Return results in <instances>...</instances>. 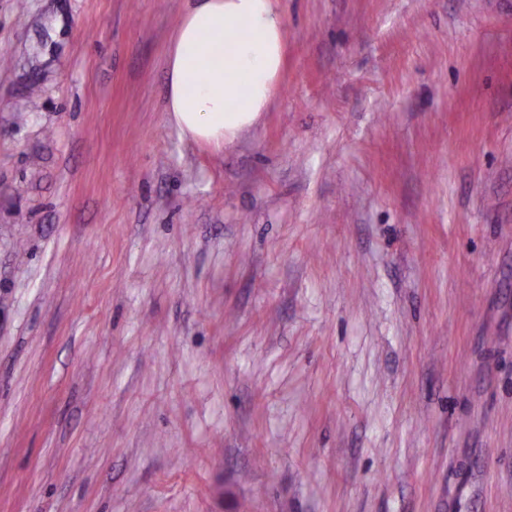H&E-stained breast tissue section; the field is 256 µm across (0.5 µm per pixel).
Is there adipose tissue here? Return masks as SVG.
Instances as JSON below:
<instances>
[{
  "label": "adipose tissue",
  "instance_id": "obj_1",
  "mask_svg": "<svg viewBox=\"0 0 512 512\" xmlns=\"http://www.w3.org/2000/svg\"><path fill=\"white\" fill-rule=\"evenodd\" d=\"M285 50L275 0H189L167 51L171 122L193 141L233 143L268 110Z\"/></svg>",
  "mask_w": 512,
  "mask_h": 512
}]
</instances>
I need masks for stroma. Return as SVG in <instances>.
Segmentation results:
<instances>
[{
  "label": "stroma",
  "instance_id": "stroma-1",
  "mask_svg": "<svg viewBox=\"0 0 512 512\" xmlns=\"http://www.w3.org/2000/svg\"><path fill=\"white\" fill-rule=\"evenodd\" d=\"M185 4L0 0V512H512V0H276L221 149ZM188 1L167 51L166 111L182 136L222 148L256 125L273 100L284 20L275 0ZM228 72L243 81H228Z\"/></svg>",
  "mask_w": 512,
  "mask_h": 512
}]
</instances>
